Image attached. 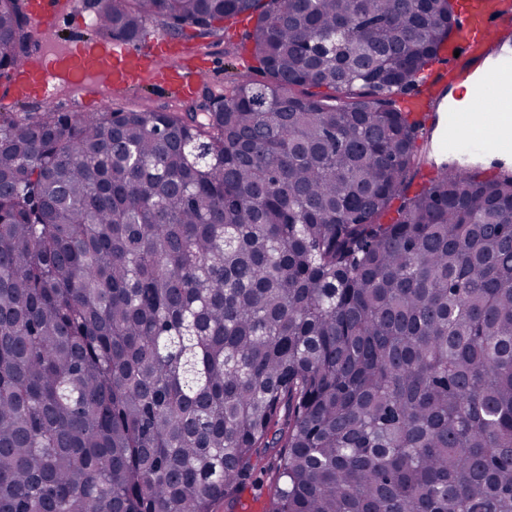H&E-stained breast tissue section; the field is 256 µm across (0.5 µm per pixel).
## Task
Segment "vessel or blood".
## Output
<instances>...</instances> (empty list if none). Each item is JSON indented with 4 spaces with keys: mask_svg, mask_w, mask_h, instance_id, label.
Masks as SVG:
<instances>
[{
    "mask_svg": "<svg viewBox=\"0 0 512 512\" xmlns=\"http://www.w3.org/2000/svg\"><path fill=\"white\" fill-rule=\"evenodd\" d=\"M459 21L454 33L459 56L446 57L425 92L409 96L413 106L427 109L420 148L437 154L427 162L433 175L451 166L477 168L478 147L489 141L496 143L500 155L512 154V55L502 51V37L512 30V0H464ZM479 73L494 99L492 111L475 120L470 113L449 108L448 97L464 90ZM146 83L169 88L183 100L195 91L186 63L175 57L168 39L158 37L146 52L81 39L57 45L19 70L15 92L52 103L61 84L94 93L102 87L128 89Z\"/></svg>",
    "mask_w": 512,
    "mask_h": 512,
    "instance_id": "1",
    "label": "vessel or blood"
}]
</instances>
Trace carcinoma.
Instances as JSON below:
<instances>
[{
  "label": "carcinoma",
  "mask_w": 512,
  "mask_h": 512,
  "mask_svg": "<svg viewBox=\"0 0 512 512\" xmlns=\"http://www.w3.org/2000/svg\"><path fill=\"white\" fill-rule=\"evenodd\" d=\"M94 7L126 43L243 17L266 80L0 113V512L231 510L267 453L268 512H512V176L408 196L452 0Z\"/></svg>",
  "instance_id": "cac0c4a2"
}]
</instances>
